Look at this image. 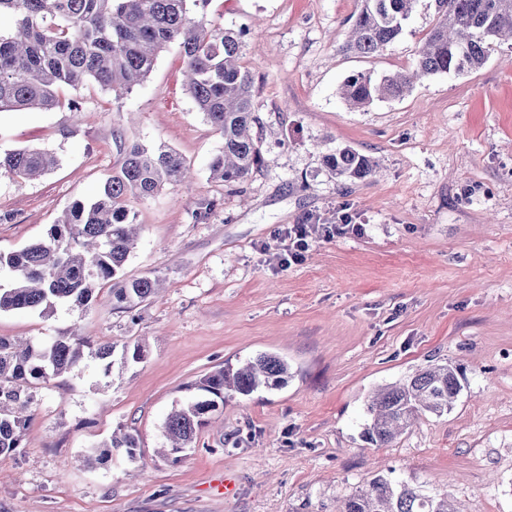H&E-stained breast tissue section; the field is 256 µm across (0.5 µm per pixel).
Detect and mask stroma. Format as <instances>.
I'll return each instance as SVG.
<instances>
[{"mask_svg":"<svg viewBox=\"0 0 512 512\" xmlns=\"http://www.w3.org/2000/svg\"><path fill=\"white\" fill-rule=\"evenodd\" d=\"M355 8L210 0L209 18L240 39L260 117L264 165L241 183L210 173L223 140L185 88L175 43L131 93L90 82L59 90L79 111L0 112V154L37 147L60 160L33 180L0 171L2 253L93 198L121 165L120 142L167 145L193 175L127 200L140 233L118 278H160L159 297L122 311L105 287L84 311L0 313V336L76 327L145 347L141 362H90L40 390L25 447L0 455V512H333L377 474L448 494L458 512H512V41L476 70L353 109L344 80L410 69L438 17L435 0H419L402 34L366 57L341 49ZM339 146L371 157L377 175L337 180L323 157ZM310 219L321 229L296 248L288 231ZM344 222L357 232L326 237ZM261 353L287 361V383L226 398L194 447L160 456L164 422L195 382ZM439 360L465 370L452 410L390 447L365 443L370 393ZM120 428L138 434L139 455L88 464ZM228 475L229 498L218 491Z\"/></svg>","mask_w":512,"mask_h":512,"instance_id":"stroma-1","label":"stroma"}]
</instances>
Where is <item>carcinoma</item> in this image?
<instances>
[{
  "label": "carcinoma",
  "instance_id": "carcinoma-1",
  "mask_svg": "<svg viewBox=\"0 0 512 512\" xmlns=\"http://www.w3.org/2000/svg\"><path fill=\"white\" fill-rule=\"evenodd\" d=\"M210 0H0V18L12 28L0 29V112L52 110L62 106L58 90H74L88 82L118 96L132 91L152 71L158 53L180 45L189 95L206 121L223 138L210 168L225 183L245 181L263 164L260 125L253 82L241 63V42L207 19ZM419 0H357L349 39L343 49L363 56L383 52L403 32ZM438 20L419 49L415 68L406 75L379 80L364 73L349 76L343 96L362 107L376 99L398 98L413 82L438 73L481 67L494 40L512 37V0H436ZM119 172L107 177L93 199L77 200L65 220L52 225L47 237L19 250L0 253V271L10 276L0 284V312L37 311L49 316L68 305L85 308L97 300L98 286L113 280L133 247V217L126 200L149 198L170 181L187 182L183 158L160 145H120ZM339 180L364 179L375 164L350 147L323 157ZM54 153L22 148L0 156V171L26 180L49 172ZM157 281L148 277L113 285L112 303L132 309L151 300ZM114 354L109 341L69 332L40 343L18 344L0 336V454L25 447V431L39 389L87 360L106 361ZM288 363L261 353L241 367L227 365L195 383L200 394L174 409L164 424L170 447L165 456L193 447L199 430L224 406L227 393L249 396L260 388L276 389L288 378ZM461 370L432 364L404 382L383 388L367 404L362 430L367 443L382 448L422 414L441 417L461 391ZM129 458L140 449L137 434L112 433L88 454L105 464L112 449ZM336 512H457L446 495L431 496L407 481L378 475L368 487L344 496Z\"/></svg>",
  "mask_w": 512,
  "mask_h": 512
}]
</instances>
